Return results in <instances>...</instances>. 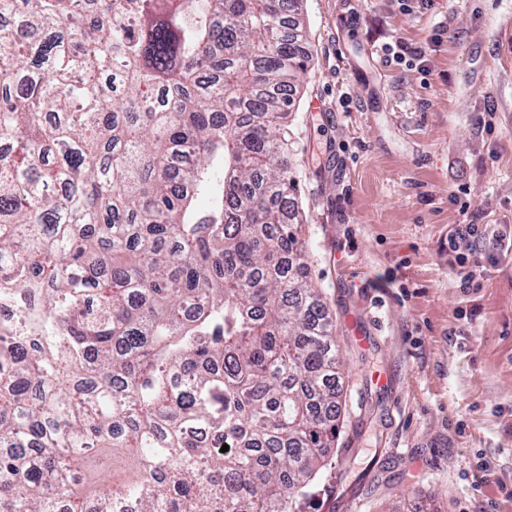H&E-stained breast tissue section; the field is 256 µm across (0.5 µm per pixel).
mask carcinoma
<instances>
[{
  "mask_svg": "<svg viewBox=\"0 0 512 512\" xmlns=\"http://www.w3.org/2000/svg\"><path fill=\"white\" fill-rule=\"evenodd\" d=\"M300 2L0 0V512H294L327 465Z\"/></svg>",
  "mask_w": 512,
  "mask_h": 512,
  "instance_id": "cac0c4a2",
  "label": "carcinoma"
}]
</instances>
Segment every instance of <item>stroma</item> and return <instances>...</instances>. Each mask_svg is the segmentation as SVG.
I'll return each instance as SVG.
<instances>
[{"label": "stroma", "instance_id": "35a3bbf8", "mask_svg": "<svg viewBox=\"0 0 512 512\" xmlns=\"http://www.w3.org/2000/svg\"><path fill=\"white\" fill-rule=\"evenodd\" d=\"M302 18L290 156L345 387L335 463L297 512H512V0ZM395 42L423 69L387 64ZM470 222L490 229L478 268L448 247Z\"/></svg>", "mask_w": 512, "mask_h": 512}]
</instances>
